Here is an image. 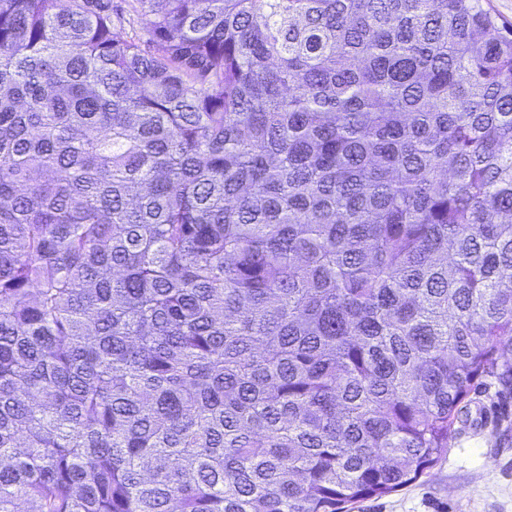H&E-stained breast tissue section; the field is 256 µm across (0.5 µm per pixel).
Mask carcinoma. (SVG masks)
Wrapping results in <instances>:
<instances>
[{
  "label": "carcinoma",
  "instance_id": "cac0c4a2",
  "mask_svg": "<svg viewBox=\"0 0 512 512\" xmlns=\"http://www.w3.org/2000/svg\"><path fill=\"white\" fill-rule=\"evenodd\" d=\"M0 0V512H345L512 345L482 0Z\"/></svg>",
  "mask_w": 512,
  "mask_h": 512
}]
</instances>
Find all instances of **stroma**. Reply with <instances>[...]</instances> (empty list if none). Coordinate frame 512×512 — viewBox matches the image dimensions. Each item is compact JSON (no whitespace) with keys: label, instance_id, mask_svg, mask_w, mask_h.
Instances as JSON below:
<instances>
[{"label":"stroma","instance_id":"35a3bbf8","mask_svg":"<svg viewBox=\"0 0 512 512\" xmlns=\"http://www.w3.org/2000/svg\"><path fill=\"white\" fill-rule=\"evenodd\" d=\"M351 512H512V377L482 380L447 452L416 483Z\"/></svg>","mask_w":512,"mask_h":512}]
</instances>
